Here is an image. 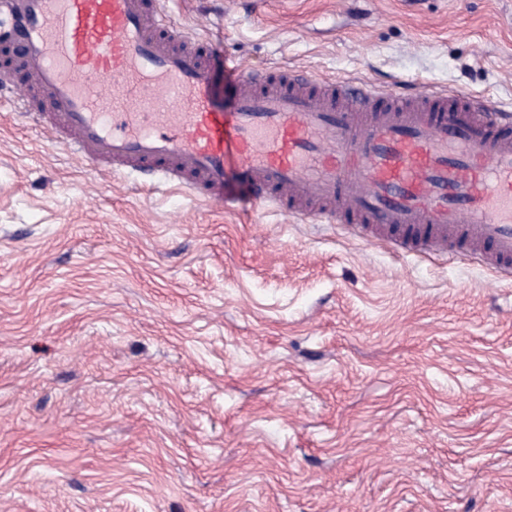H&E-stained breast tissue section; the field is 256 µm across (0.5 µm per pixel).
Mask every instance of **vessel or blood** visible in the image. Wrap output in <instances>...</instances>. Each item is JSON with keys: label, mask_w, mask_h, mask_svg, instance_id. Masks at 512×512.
I'll return each instance as SVG.
<instances>
[{"label": "vessel or blood", "mask_w": 512, "mask_h": 512, "mask_svg": "<svg viewBox=\"0 0 512 512\" xmlns=\"http://www.w3.org/2000/svg\"><path fill=\"white\" fill-rule=\"evenodd\" d=\"M0 42L42 88L0 69V98L96 164L223 201L228 178L286 217L413 255L461 256L512 279V112L462 94L239 69L218 97L214 56L161 0H0Z\"/></svg>", "instance_id": "b4317fda"}]
</instances>
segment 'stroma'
I'll return each instance as SVG.
<instances>
[{
    "label": "stroma",
    "mask_w": 512,
    "mask_h": 512,
    "mask_svg": "<svg viewBox=\"0 0 512 512\" xmlns=\"http://www.w3.org/2000/svg\"><path fill=\"white\" fill-rule=\"evenodd\" d=\"M235 67L512 108V0H168ZM225 209L0 104V512H512V281Z\"/></svg>",
    "instance_id": "stroma-1"
}]
</instances>
